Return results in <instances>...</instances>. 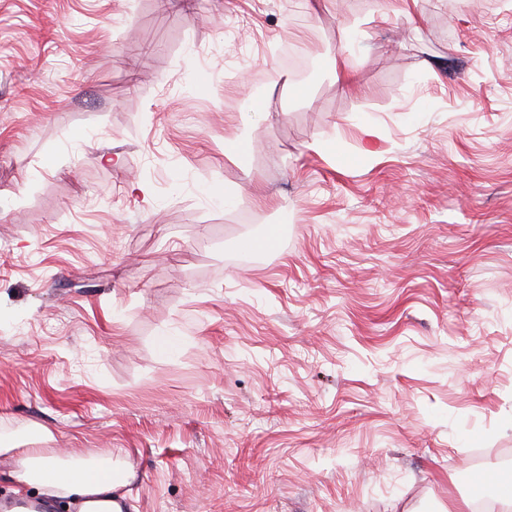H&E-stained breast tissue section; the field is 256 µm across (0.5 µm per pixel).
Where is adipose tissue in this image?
Instances as JSON below:
<instances>
[{
	"label": "adipose tissue",
	"instance_id": "1",
	"mask_svg": "<svg viewBox=\"0 0 512 512\" xmlns=\"http://www.w3.org/2000/svg\"><path fill=\"white\" fill-rule=\"evenodd\" d=\"M0 456L16 458L8 473L19 485H33L46 499L74 500L78 512H112V493L125 486L129 473L111 457L88 459L76 450L58 456L51 448H25L0 441Z\"/></svg>",
	"mask_w": 512,
	"mask_h": 512
}]
</instances>
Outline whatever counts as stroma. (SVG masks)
<instances>
[{"mask_svg": "<svg viewBox=\"0 0 512 512\" xmlns=\"http://www.w3.org/2000/svg\"><path fill=\"white\" fill-rule=\"evenodd\" d=\"M23 424L121 455L124 512L477 503L512 452V0H0Z\"/></svg>", "mask_w": 512, "mask_h": 512, "instance_id": "stroma-1", "label": "stroma"}]
</instances>
